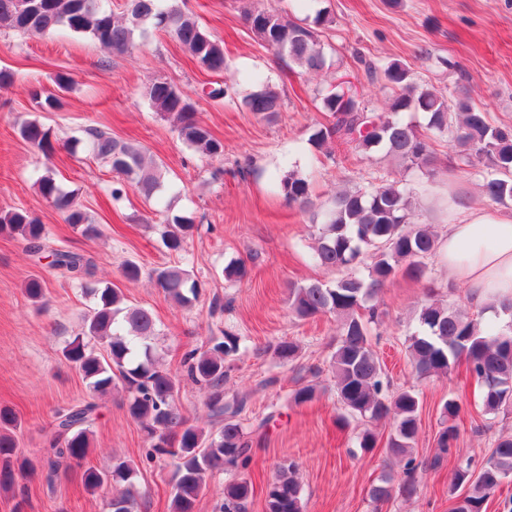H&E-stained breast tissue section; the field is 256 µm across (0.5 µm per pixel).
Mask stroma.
<instances>
[{"label": "stroma", "mask_w": 512, "mask_h": 512, "mask_svg": "<svg viewBox=\"0 0 512 512\" xmlns=\"http://www.w3.org/2000/svg\"><path fill=\"white\" fill-rule=\"evenodd\" d=\"M192 12L215 38L223 41L224 73L200 70L189 54L164 31L149 28L131 52L117 54L87 36L59 28L46 34H19L0 29V68L14 72L12 84L0 87V210L27 209L45 224L52 247L67 248L94 260L91 278L118 288L126 304L150 310L158 334L153 346L161 362L181 381L174 401L189 423L217 431L219 418L207 406L206 389L183 379L187 351L201 348L210 337L229 329L241 336L246 351L227 374L226 396H243L241 415L252 430L253 462L249 476L254 495L247 512H265V489L278 465L294 461L302 487L303 512H450V464L431 467L438 448L441 406L459 397L464 411L457 421L456 454L486 460L499 436L512 435V414H483L481 389L458 365L446 377L418 381L406 350V336L416 325V308L428 289H435L454 307L471 308L467 291L450 287L443 266L431 259L418 282L398 279L379 298L382 313L371 332L372 346L393 387L418 386L420 431L415 457L423 466L417 495L394 496L381 507L369 497L372 484L385 473H400L383 445L389 429L378 423L376 448H360L361 424L338 421L329 360L336 348V320L323 316L296 319L288 307V286L310 279L327 283L338 271L310 260L316 228L311 212L288 205L274 179L284 164L299 165L314 186L317 201L336 189H352L378 180L389 169L381 157L360 159L348 147L328 145L315 151L309 135L322 121L319 93L329 84L351 89L368 108L379 109L387 95L383 76L369 77L365 65L384 66L398 59L409 64L418 82L450 95L466 86L472 100L496 122L512 126V0H172ZM253 7H272L288 21L316 27L327 52L320 76L308 74L262 47L244 23ZM331 24L315 26L318 11ZM73 79L62 106L39 112L32 91L50 92L57 74ZM260 73L284 90V104L274 121L260 119L238 100L252 86L249 75ZM162 78L189 95L200 120L224 144L217 161L195 152L179 139L172 120L154 112L143 95L144 85ZM233 83L237 102L213 101L203 85ZM38 120L50 128L60 147L45 160L18 133L23 121ZM98 128L112 137L142 145L165 174L161 199L146 200L128 191L113 201V173L108 163L92 158L84 144L86 131ZM77 148H70V140ZM245 174H238V167ZM224 168L223 179L213 177ZM53 169L57 183L73 191L100 233L88 237L65 223L62 214L40 195L37 181ZM479 172L470 169L453 182H440L420 195L416 220L447 230L448 196L478 207L487 199L478 189ZM186 217L195 230L182 255L168 253L161 240L167 224ZM233 258L247 260L248 275L227 283L222 275ZM139 264V281L120 274L125 262ZM189 271L201 293L192 307L167 299L149 278L151 269L173 262ZM41 277L46 296L31 301L24 288ZM95 306L79 282L64 277L43 254L30 252L21 238L0 234V407L20 420L18 452L30 471L0 487V512H108L109 491L87 492L76 467L49 464L48 438L56 412L89 396L79 371L63 355L78 336L83 318ZM296 341L299 356L281 365L274 346ZM312 384L314 402L296 406L291 392ZM100 415L92 427L87 465L104 469L113 457L133 460L138 512H170L175 462L146 460V437L127 413V394L115 387L99 396Z\"/></svg>", "instance_id": "35a3bbf8"}]
</instances>
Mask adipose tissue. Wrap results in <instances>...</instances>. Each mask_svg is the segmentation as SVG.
Segmentation results:
<instances>
[{
    "label": "adipose tissue",
    "mask_w": 512,
    "mask_h": 512,
    "mask_svg": "<svg viewBox=\"0 0 512 512\" xmlns=\"http://www.w3.org/2000/svg\"><path fill=\"white\" fill-rule=\"evenodd\" d=\"M439 257L449 281L466 285L475 305L512 296V212L449 199Z\"/></svg>",
    "instance_id": "1"
}]
</instances>
